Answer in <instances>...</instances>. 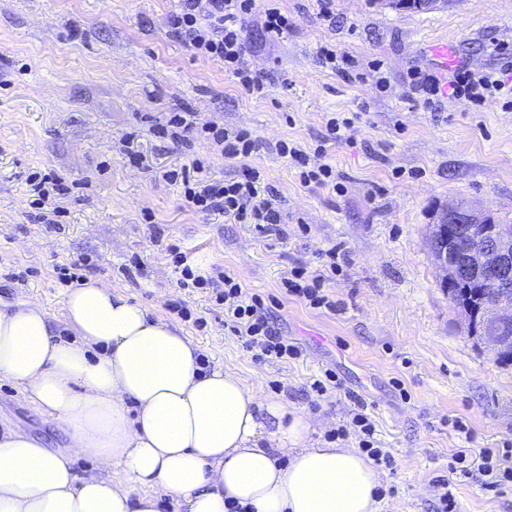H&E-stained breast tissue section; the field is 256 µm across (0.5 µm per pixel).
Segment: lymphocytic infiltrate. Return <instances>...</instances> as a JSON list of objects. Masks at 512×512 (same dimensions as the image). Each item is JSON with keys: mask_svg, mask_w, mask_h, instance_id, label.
<instances>
[{"mask_svg": "<svg viewBox=\"0 0 512 512\" xmlns=\"http://www.w3.org/2000/svg\"><path fill=\"white\" fill-rule=\"evenodd\" d=\"M258 8L263 11V29L267 37H286L293 26L292 21L271 2L264 5L260 0H179L177 10L169 17V26L172 34L196 55L221 62L225 72L235 77L246 93L262 97L267 94L269 86L247 60L251 46L246 22ZM448 93L463 95L477 102L496 93L512 99V81L501 77L493 68L476 75L463 65L450 80ZM171 127L189 136H206L222 148L228 159L249 157L257 148L256 140L247 131L200 123L191 112L172 113L167 127L156 128L155 133L165 136ZM203 171V164L198 162L192 170L169 174L170 180L180 181L188 207L203 214L223 212L235 223L256 225L264 233L277 231L283 222L282 214L274 198L262 196L259 169L246 168L241 177L222 182L209 179ZM324 280L323 274H312L306 267L299 266L290 278L284 279L282 286L287 294L311 307L332 310L336 303L324 293ZM180 285L210 289L216 302L224 307L225 328L238 336L256 359L282 361L299 356V348L288 343L269 321L262 299L244 291L231 275L216 271L204 276L186 266L182 269ZM453 460L459 465L457 477L469 479L480 475L486 490L499 494L512 485V449L504 452L497 448L483 449L479 464L474 468L466 466L465 454H456Z\"/></svg>", "mask_w": 512, "mask_h": 512, "instance_id": "f902f5d3", "label": "lymphocytic infiltrate"}]
</instances>
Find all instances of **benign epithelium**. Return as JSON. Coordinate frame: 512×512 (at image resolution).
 <instances>
[{
  "mask_svg": "<svg viewBox=\"0 0 512 512\" xmlns=\"http://www.w3.org/2000/svg\"><path fill=\"white\" fill-rule=\"evenodd\" d=\"M391 8L429 12L448 0H383ZM428 248L450 293L474 282L489 286L481 322L470 308L456 306L465 332L477 338L493 357L512 351V225L498 224L477 205L451 202L429 227Z\"/></svg>",
  "mask_w": 512,
  "mask_h": 512,
  "instance_id": "obj_1",
  "label": "benign epithelium"
}]
</instances>
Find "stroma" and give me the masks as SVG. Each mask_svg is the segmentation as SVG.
I'll use <instances>...</instances> for the list:
<instances>
[{
    "mask_svg": "<svg viewBox=\"0 0 512 512\" xmlns=\"http://www.w3.org/2000/svg\"><path fill=\"white\" fill-rule=\"evenodd\" d=\"M176 0H0V298L39 301L64 330L71 282L59 273L79 261L84 279L148 306L199 345L206 369L237 374L258 395L322 422L321 440L364 410L383 470L382 512H435V483L451 482L460 512H512V490L486 492L479 478L451 479L457 451L512 445V365L474 343L441 286L426 236L448 202H476L512 225V108L443 97L425 105L413 73L447 41L474 73L512 61V0H449L432 12L394 11L382 0H332L335 26L319 0H278L294 20L268 39L263 15L247 22L249 62L266 75V97L248 95L222 66L195 56L169 28ZM335 46L362 80L325 66L319 45ZM249 131L251 156L225 159L206 138L154 135L170 113ZM354 117L345 140H326L336 114ZM296 142L309 165L329 164L337 189L305 185L277 145ZM324 153H317V146ZM205 164V176L237 178L255 167L277 195L281 235L263 234L183 201L169 171ZM53 173L77 183L59 200L57 227L36 217L27 178ZM180 245L201 272L217 267L269 299L283 336L301 354L260 361L224 327L208 290L179 287L167 251ZM341 271L324 289L335 310L284 296L295 266L320 271L327 250ZM191 310L177 314L176 305ZM333 372L341 390L312 383ZM462 418L463 436L450 421ZM0 421L57 440L54 424L22 392L0 385Z\"/></svg>",
    "mask_w": 512,
    "mask_h": 512,
    "instance_id": "35a3bbf8",
    "label": "stroma"
}]
</instances>
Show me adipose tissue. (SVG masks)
I'll return each mask as SVG.
<instances>
[{
  "label": "adipose tissue",
  "mask_w": 512,
  "mask_h": 512,
  "mask_svg": "<svg viewBox=\"0 0 512 512\" xmlns=\"http://www.w3.org/2000/svg\"><path fill=\"white\" fill-rule=\"evenodd\" d=\"M74 340L34 300L0 301V383L62 438L0 428V512H380V471L319 445L314 420L236 375L140 302L89 282L65 300ZM93 460L97 472L73 468Z\"/></svg>",
  "instance_id": "adipose-tissue-1"
}]
</instances>
